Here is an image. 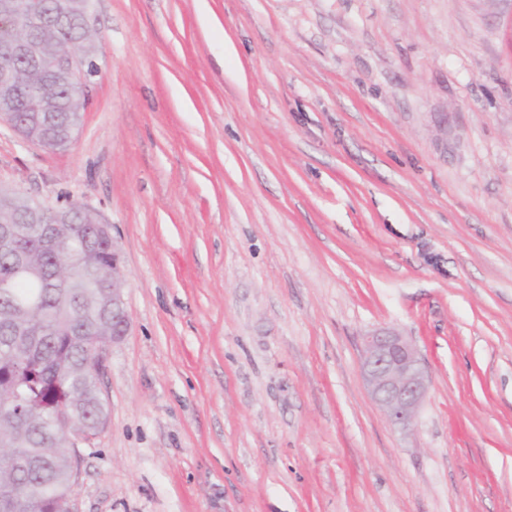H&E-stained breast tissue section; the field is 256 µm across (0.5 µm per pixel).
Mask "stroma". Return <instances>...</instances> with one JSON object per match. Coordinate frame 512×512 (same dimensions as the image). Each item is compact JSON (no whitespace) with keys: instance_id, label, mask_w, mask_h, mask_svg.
<instances>
[{"instance_id":"obj_1","label":"stroma","mask_w":512,"mask_h":512,"mask_svg":"<svg viewBox=\"0 0 512 512\" xmlns=\"http://www.w3.org/2000/svg\"><path fill=\"white\" fill-rule=\"evenodd\" d=\"M506 0H93L72 144L0 186L111 224L127 335L69 512H512ZM430 385L394 430L361 338Z\"/></svg>"}]
</instances>
